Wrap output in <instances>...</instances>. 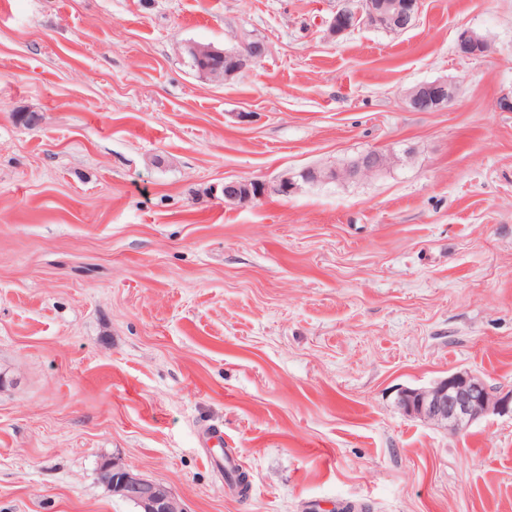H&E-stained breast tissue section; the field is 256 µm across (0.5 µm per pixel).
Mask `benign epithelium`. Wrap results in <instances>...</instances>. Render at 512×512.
I'll list each match as a JSON object with an SVG mask.
<instances>
[{
  "label": "benign epithelium",
  "mask_w": 512,
  "mask_h": 512,
  "mask_svg": "<svg viewBox=\"0 0 512 512\" xmlns=\"http://www.w3.org/2000/svg\"><path fill=\"white\" fill-rule=\"evenodd\" d=\"M420 13V0H361L357 7L351 4L336 10L329 32L340 37L360 25H370L386 32L400 34L409 30ZM461 56L479 58L487 53L483 38L472 30H462L457 38ZM186 52L197 61L208 63L204 68L208 77L224 78L248 70L264 58L268 45L260 38H245L231 50L218 51L211 47L189 45ZM459 85L452 78H438L408 88L404 100L414 112L440 111L453 102ZM403 155L393 151L367 150L351 158L342 168H311L300 173V178L284 175L270 185L253 179H234L224 182V200L250 202L270 193L289 196L301 184L359 180L363 177L387 173L400 165ZM398 404L413 418L442 425L453 433L466 430L473 422L493 413H512V394H495L477 375L457 371L435 381L428 387L405 388L399 394ZM102 483L112 495L131 503L136 512H187L183 502L167 487L148 480L129 469L116 457H105L99 464Z\"/></svg>",
  "instance_id": "1"
}]
</instances>
